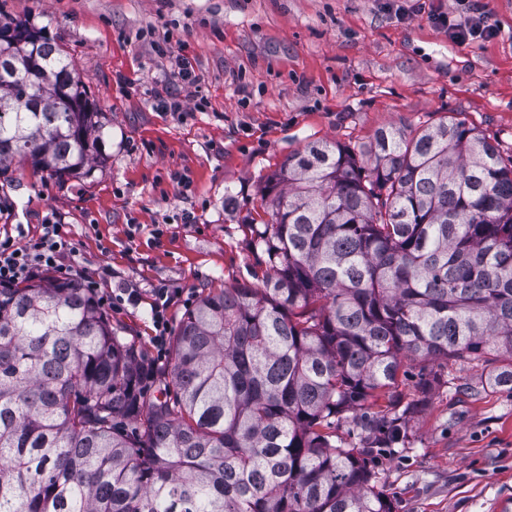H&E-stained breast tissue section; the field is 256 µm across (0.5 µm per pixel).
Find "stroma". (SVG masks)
I'll list each match as a JSON object with an SVG mask.
<instances>
[{"instance_id": "35a3bbf8", "label": "stroma", "mask_w": 512, "mask_h": 512, "mask_svg": "<svg viewBox=\"0 0 512 512\" xmlns=\"http://www.w3.org/2000/svg\"><path fill=\"white\" fill-rule=\"evenodd\" d=\"M0 0V19L61 44L74 61L103 133L90 177L57 181L17 162L0 173L9 223L66 225L72 279L139 300L110 311L120 336L152 344L158 286L177 289L178 324L199 295L261 285L251 248L260 187L308 143L358 149L389 125L415 130L454 117L512 152V0H473L500 34L458 44L430 20L452 0ZM187 61L208 106L178 117L162 97L181 91ZM162 225L153 239V225ZM439 382L408 424L404 446L381 449L375 475L395 512H512V393L491 367L436 361Z\"/></svg>"}]
</instances>
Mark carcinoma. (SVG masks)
Listing matches in <instances>:
<instances>
[{"mask_svg":"<svg viewBox=\"0 0 512 512\" xmlns=\"http://www.w3.org/2000/svg\"><path fill=\"white\" fill-rule=\"evenodd\" d=\"M4 32L42 70L0 75V171L89 175L103 124L75 63ZM261 204L263 286L202 293L150 399L146 357L77 281L0 288V512H395L372 463L405 444L430 364L498 362L512 391V154L457 119L383 127L288 156ZM349 418L357 445L336 440Z\"/></svg>","mask_w":512,"mask_h":512,"instance_id":"obj_1","label":"carcinoma"}]
</instances>
